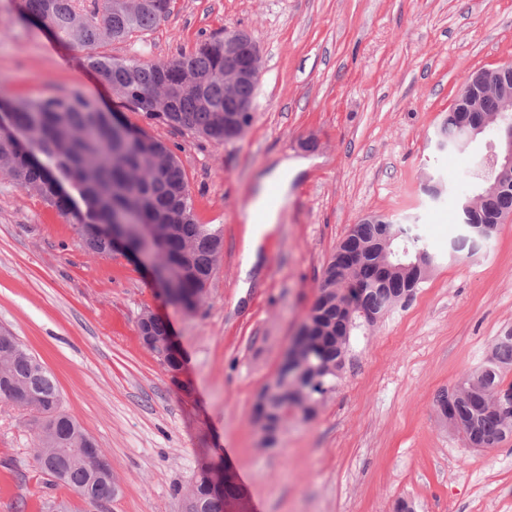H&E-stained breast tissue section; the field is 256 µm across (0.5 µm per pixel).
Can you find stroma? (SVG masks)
<instances>
[{"label":"stroma","mask_w":512,"mask_h":512,"mask_svg":"<svg viewBox=\"0 0 512 512\" xmlns=\"http://www.w3.org/2000/svg\"><path fill=\"white\" fill-rule=\"evenodd\" d=\"M19 3L0 0V96L77 92L144 124L83 57L55 53L56 35L24 21ZM228 28L261 49L252 125L224 144L147 126L176 148L199 222L223 231L195 314L165 303L138 262L89 253L71 217L0 174V328L54 375L63 410L110 459L121 493L107 512H185L205 462L237 485L232 512H394L402 498L414 512H512V440L470 447L435 405L512 327V218L477 249L450 253L465 172L492 137L433 146L470 76L512 63V0H174L147 34L102 51L166 61ZM284 160L295 164L288 203L262 227L245 289L244 211ZM432 180L444 188L436 202L424 192ZM373 213L418 218L437 264L411 300L353 337L318 415L289 418L265 447L255 395L337 243ZM145 311L168 324L178 373L141 345ZM28 418L0 403V512L62 502L81 512L77 494L36 467Z\"/></svg>","instance_id":"obj_1"}]
</instances>
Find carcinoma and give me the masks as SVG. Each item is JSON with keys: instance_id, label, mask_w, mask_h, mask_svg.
I'll list each match as a JSON object with an SVG mask.
<instances>
[{"instance_id": "cac0c4a2", "label": "carcinoma", "mask_w": 512, "mask_h": 512, "mask_svg": "<svg viewBox=\"0 0 512 512\" xmlns=\"http://www.w3.org/2000/svg\"><path fill=\"white\" fill-rule=\"evenodd\" d=\"M173 0H23L25 17L50 27L55 35L85 53L88 67L112 86L125 106L147 124H168L216 143H224V38H213L194 51L162 62H139L105 55L106 42H121L153 29L170 13ZM503 98L496 87L464 88L445 114L436 137L460 139L465 133L461 111L478 100L485 113L494 112ZM0 107L14 112L25 134L21 144L0 137V172L17 187L35 194L76 222L84 247L99 255L112 254V240L97 225L122 217L127 239H142L145 227L163 234L164 259L173 272L175 300L192 313L204 301L202 277L214 272L222 250V235L211 224L198 222L184 170L164 142L141 127L102 109L93 99L71 94L35 99L0 98ZM476 207L462 215L482 230L497 229L494 218L512 210V175L502 172L483 154L469 168ZM502 180V192L483 198L488 181ZM416 219L365 218L352 226L336 245L319 280L306 316L315 326L287 363L290 375H280L266 394V418L273 429L285 422L283 411L293 408L310 418L336 389L351 338L365 328L364 315L376 318L402 300H409L428 280L435 258L414 230ZM157 342L169 336L165 322L142 316ZM512 370V329L495 340L486 362L461 384L462 391L436 399L438 415L460 427L475 448L493 438H512V409L489 408ZM0 400L35 413L30 423L35 447L46 463L38 469L53 482L70 487L91 505L113 499V475L96 470L84 453L92 438L75 417L61 409L54 376L7 330L0 329ZM211 466L202 468L189 496L196 512H224L226 500L238 494L224 476V490L213 493Z\"/></svg>"}]
</instances>
